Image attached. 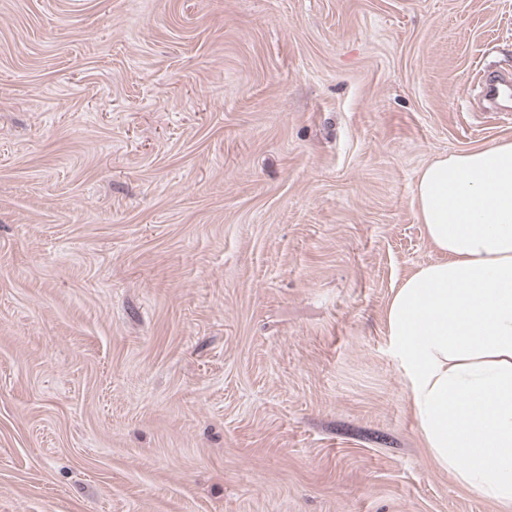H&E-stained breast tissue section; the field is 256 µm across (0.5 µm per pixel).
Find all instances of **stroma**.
<instances>
[{"mask_svg": "<svg viewBox=\"0 0 512 512\" xmlns=\"http://www.w3.org/2000/svg\"><path fill=\"white\" fill-rule=\"evenodd\" d=\"M488 70L512 0H0V512H503L386 325Z\"/></svg>", "mask_w": 512, "mask_h": 512, "instance_id": "35a3bbf8", "label": "stroma"}]
</instances>
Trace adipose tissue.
<instances>
[{
    "label": "adipose tissue",
    "mask_w": 512,
    "mask_h": 512,
    "mask_svg": "<svg viewBox=\"0 0 512 512\" xmlns=\"http://www.w3.org/2000/svg\"><path fill=\"white\" fill-rule=\"evenodd\" d=\"M414 205L439 257L386 318L416 424L437 469L512 506V140L435 157Z\"/></svg>",
    "instance_id": "adipose-tissue-1"
}]
</instances>
